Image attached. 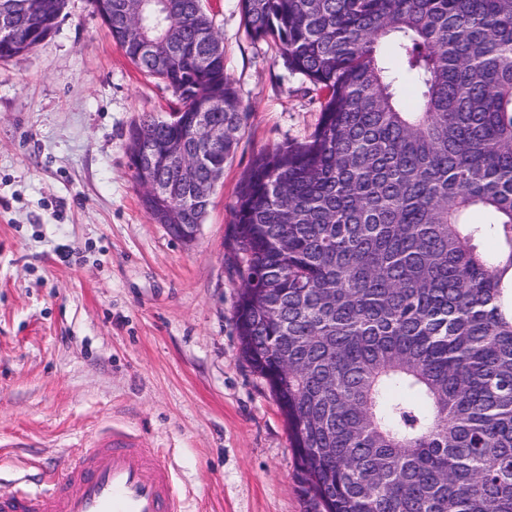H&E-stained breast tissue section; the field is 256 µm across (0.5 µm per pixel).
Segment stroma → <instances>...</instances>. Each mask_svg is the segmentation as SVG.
<instances>
[{
	"label": "stroma",
	"instance_id": "1",
	"mask_svg": "<svg viewBox=\"0 0 512 512\" xmlns=\"http://www.w3.org/2000/svg\"><path fill=\"white\" fill-rule=\"evenodd\" d=\"M207 7L248 117L189 244L150 220L127 154L131 126L174 96L89 0L0 61V484L123 426L164 448L187 512H310L288 425L235 331L227 234L255 155L306 141L322 100L251 38L238 0Z\"/></svg>",
	"mask_w": 512,
	"mask_h": 512
}]
</instances>
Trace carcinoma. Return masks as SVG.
<instances>
[{
	"label": "carcinoma",
	"instance_id": "carcinoma-1",
	"mask_svg": "<svg viewBox=\"0 0 512 512\" xmlns=\"http://www.w3.org/2000/svg\"><path fill=\"white\" fill-rule=\"evenodd\" d=\"M128 3L113 42L177 100L137 123L134 178L157 222L201 224L245 122L224 45L204 0ZM67 6L16 15L0 60ZM239 9L324 98L309 140L256 155L231 220L235 330L313 512H512V0Z\"/></svg>",
	"mask_w": 512,
	"mask_h": 512
}]
</instances>
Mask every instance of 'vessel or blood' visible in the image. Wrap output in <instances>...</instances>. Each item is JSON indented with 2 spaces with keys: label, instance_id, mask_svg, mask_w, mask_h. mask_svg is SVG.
Returning <instances> with one entry per match:
<instances>
[{
  "label": "vessel or blood",
  "instance_id": "1",
  "mask_svg": "<svg viewBox=\"0 0 512 512\" xmlns=\"http://www.w3.org/2000/svg\"><path fill=\"white\" fill-rule=\"evenodd\" d=\"M0 512H182L161 448L115 427L87 436L62 467L39 470L32 486H0Z\"/></svg>",
  "mask_w": 512,
  "mask_h": 512
}]
</instances>
